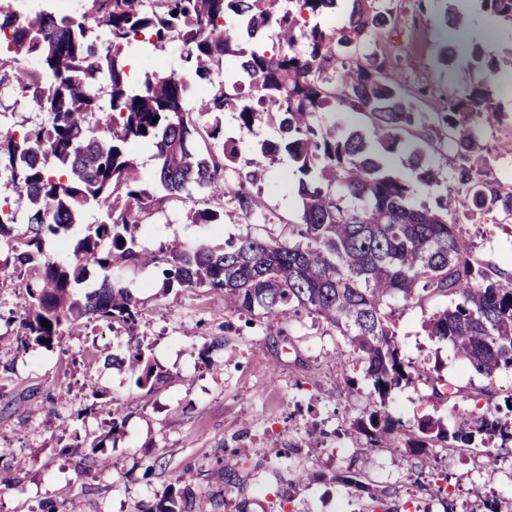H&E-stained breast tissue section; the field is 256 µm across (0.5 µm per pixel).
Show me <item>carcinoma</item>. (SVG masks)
<instances>
[{
  "mask_svg": "<svg viewBox=\"0 0 512 512\" xmlns=\"http://www.w3.org/2000/svg\"><path fill=\"white\" fill-rule=\"evenodd\" d=\"M391 2L351 0L347 21L336 28L304 20L306 12L315 19L332 12L336 0H152L154 9L146 0H82L78 11L61 17L45 10L20 16L0 6V89L29 97L45 116L24 131L0 126V175L7 174L12 193L31 205L26 229L17 233V214L0 199V251L12 255L11 276L29 298L20 322L23 348H53L80 319L130 329L137 324L135 298L110 272L119 263L147 260L136 249L134 231L171 196L194 189L231 201L230 211L193 212L194 224L263 213L260 194L240 181L224 182L237 158L235 146L224 140V113L235 112L242 133L262 120L278 128L280 140L262 144L252 164L262 168L288 154L299 173L300 223L287 240L229 237L219 249L165 243L152 257L165 265L163 288L205 287L224 296L231 315H314L363 360L365 378L382 403L403 383L429 388L439 406L491 395L487 387L471 394L438 370L405 360L391 301L448 298L449 306L427 319L428 335L448 341L490 384L512 370V279L474 255L473 242L448 214V198L464 188L471 218L493 208L512 215V191L485 180L489 158L473 129L476 120L500 116L490 90L499 64L477 44L461 53L452 43L441 47V64L464 60L476 77L448 88L444 105L433 111V125L453 152L451 176L440 178L423 163L420 129L427 120L416 100L426 91L408 92L384 61L346 54L394 23ZM482 4L512 26V0ZM95 26L106 35L91 36ZM265 30L275 33L270 47L256 37ZM171 41L180 43L186 75L146 70L131 83L126 49ZM229 57L238 64L230 91L214 81ZM100 76L109 96L102 129L94 122L103 111ZM338 107L367 115L372 138L312 121L315 113ZM135 143L153 151L156 189L131 153ZM399 149L408 155L413 180L386 163L385 155ZM419 187L436 192L435 204L413 203ZM91 204L101 209V220L86 225L66 257L47 254V239L80 223ZM88 264L104 272L103 279L79 298L74 289ZM146 350L139 340L122 358L139 388L154 376ZM92 398L110 433H118L123 406L98 401L96 392ZM498 413V407L463 412L450 426L428 415L409 432L401 421L373 411L354 426L374 447L399 432L407 454L427 459L485 448L493 439L506 446L512 420ZM365 467L366 461L354 460L339 480L380 505L383 495L356 480Z\"/></svg>",
  "mask_w": 512,
  "mask_h": 512,
  "instance_id": "cac0c4a2",
  "label": "carcinoma"
}]
</instances>
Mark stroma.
Here are the masks:
<instances>
[{"label": "stroma", "mask_w": 512, "mask_h": 512, "mask_svg": "<svg viewBox=\"0 0 512 512\" xmlns=\"http://www.w3.org/2000/svg\"><path fill=\"white\" fill-rule=\"evenodd\" d=\"M395 0L398 27L361 46L364 54L391 61L409 89L429 87L428 112L441 104L448 86L473 79L471 70L438 64V32L444 0ZM470 18L467 39L503 60L512 48V27L496 22L481 0H458ZM502 119L479 124L485 154L492 158L490 180L512 189V92L492 83ZM224 134L238 141L236 172L245 175L261 143L278 140L268 123L241 135L236 113L224 115ZM297 175L288 154L260 171L252 184L267 203V216L224 224H194L192 212L206 208L204 195L187 191L168 199L136 232L139 251L154 253L176 239L189 247L217 246L231 236L287 238L299 221ZM466 201L453 196L448 211L487 263L512 275V219L497 213L479 223L464 220ZM138 300L135 331L119 324L79 321L51 350L23 349L18 317L27 295L17 279L0 275V512H143L190 490L194 512H364L368 499L338 480L350 459L367 460L363 481L386 492L388 512H475L478 502L512 512V450L494 448L498 463L484 467L478 453L422 461L405 453L403 437L388 447H369L354 420L384 409L408 427L426 415L448 418V407H433L419 384L394 389L379 400L364 378L363 365L335 329L308 313L269 322L232 316L222 297L204 288L162 291L160 265L126 263L112 271ZM446 298L406 304L396 325L402 355L472 391L484 386L446 342L429 336L424 322ZM143 337L160 380L138 388L128 370L113 365L130 335ZM99 351L89 363L90 351ZM347 372L352 385L336 379ZM122 404L125 420L110 434L108 418L91 392ZM98 449H91V442ZM283 453H268L270 442ZM425 476L424 490L408 480L411 468ZM306 482L295 479L298 471ZM189 482H180L183 472ZM232 473L224 483L220 472Z\"/></svg>", "instance_id": "stroma-1"}]
</instances>
